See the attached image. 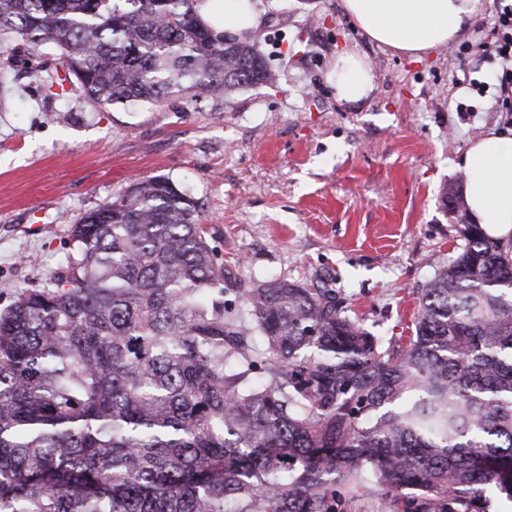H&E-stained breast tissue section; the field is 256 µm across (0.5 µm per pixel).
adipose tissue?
Here are the masks:
<instances>
[{"label": "adipose tissue", "mask_w": 512, "mask_h": 512, "mask_svg": "<svg viewBox=\"0 0 512 512\" xmlns=\"http://www.w3.org/2000/svg\"><path fill=\"white\" fill-rule=\"evenodd\" d=\"M477 0H343L345 12L372 41L419 54L453 41L472 18ZM197 16L215 36L242 39L260 23L253 0H197ZM337 93L348 101L374 84L369 64L344 54L332 72ZM461 169L467 177L471 217L491 236L512 238V131L489 132L471 143Z\"/></svg>", "instance_id": "obj_1"}]
</instances>
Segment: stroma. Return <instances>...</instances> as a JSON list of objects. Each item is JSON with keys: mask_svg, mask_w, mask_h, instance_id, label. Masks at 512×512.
<instances>
[{"mask_svg": "<svg viewBox=\"0 0 512 512\" xmlns=\"http://www.w3.org/2000/svg\"><path fill=\"white\" fill-rule=\"evenodd\" d=\"M252 40L275 85L221 99L101 107L75 85L48 88L56 52L8 59L0 83V308L40 288L71 251L70 228L139 178L163 176L198 204L206 238L237 287L328 283L377 336L413 328L419 288L452 256L442 188L493 127L502 62L475 56L494 22L478 0L460 35L415 60L367 38L342 0H259ZM375 77L357 101L329 74L341 53Z\"/></svg>", "mask_w": 512, "mask_h": 512, "instance_id": "stroma-1", "label": "stroma"}]
</instances>
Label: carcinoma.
<instances>
[{"mask_svg":"<svg viewBox=\"0 0 512 512\" xmlns=\"http://www.w3.org/2000/svg\"><path fill=\"white\" fill-rule=\"evenodd\" d=\"M49 46L99 106L220 98L277 75L195 0H0V46ZM414 330L334 288L241 291L198 207L147 177L71 228L63 271L0 309V512H489L512 501V239L452 216ZM243 299L245 322L230 294Z\"/></svg>","mask_w":512,"mask_h":512,"instance_id":"1","label":"carcinoma"}]
</instances>
